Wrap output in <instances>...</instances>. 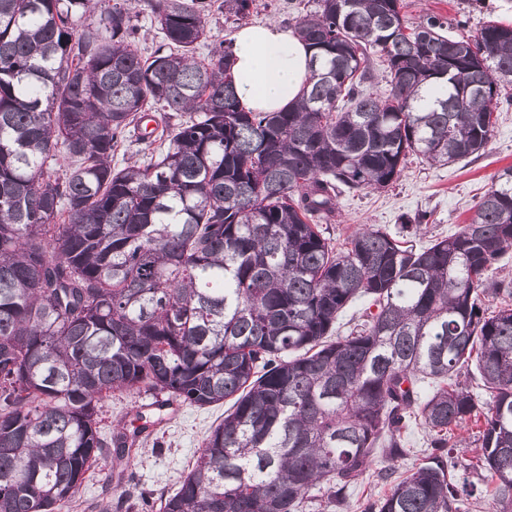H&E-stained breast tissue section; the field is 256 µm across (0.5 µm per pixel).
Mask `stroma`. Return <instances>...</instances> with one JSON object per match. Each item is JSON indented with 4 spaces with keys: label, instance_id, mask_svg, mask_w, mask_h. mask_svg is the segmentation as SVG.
I'll return each mask as SVG.
<instances>
[{
    "label": "stroma",
    "instance_id": "stroma-1",
    "mask_svg": "<svg viewBox=\"0 0 512 512\" xmlns=\"http://www.w3.org/2000/svg\"><path fill=\"white\" fill-rule=\"evenodd\" d=\"M410 24L430 15L448 21V35L476 34L490 20L512 26V0H405ZM319 8L318 0H255L249 22L274 21L292 28ZM512 166V105H502L499 121L483 155L454 165L435 166L409 157L399 178L387 189L346 192L339 196L336 217L329 226L335 245H343L362 225L394 231L417 213L429 216L419 238L426 245L465 224L470 208L490 187L499 170ZM152 393L115 392L100 408V434L110 438L118 419L139 430L137 451L128 472L131 494L174 493L199 455L207 435L223 419L228 402L202 408L172 403L156 409Z\"/></svg>",
    "mask_w": 512,
    "mask_h": 512
}]
</instances>
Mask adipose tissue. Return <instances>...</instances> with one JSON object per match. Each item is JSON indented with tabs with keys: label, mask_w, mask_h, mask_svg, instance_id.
<instances>
[{
	"label": "adipose tissue",
	"mask_w": 512,
	"mask_h": 512,
	"mask_svg": "<svg viewBox=\"0 0 512 512\" xmlns=\"http://www.w3.org/2000/svg\"><path fill=\"white\" fill-rule=\"evenodd\" d=\"M234 92L256 112L294 106L309 76L311 53L295 30L274 22L240 28L233 39Z\"/></svg>",
	"instance_id": "obj_1"
}]
</instances>
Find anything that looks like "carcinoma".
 Instances as JSON below:
<instances>
[{
	"instance_id": "1",
	"label": "carcinoma",
	"mask_w": 512,
	"mask_h": 512,
	"mask_svg": "<svg viewBox=\"0 0 512 512\" xmlns=\"http://www.w3.org/2000/svg\"><path fill=\"white\" fill-rule=\"evenodd\" d=\"M162 34L134 47L130 8L0 0V512H62L110 461L119 499L135 435L97 430L114 391L231 406L177 491L141 512H299L325 485L341 510L374 455L389 492L361 512H459L475 496L439 454L471 448L512 512V167L457 232L326 236L344 190H383L408 156L485 150L512 86V27L450 39L402 0H320L299 103L250 112L230 50L195 57L209 16L253 0H133ZM387 89H365L374 57ZM154 127H149V123ZM141 157L124 167L120 150ZM504 298L489 312L483 297ZM365 299L359 330L336 319ZM474 365L487 397L458 381ZM472 421L476 438L454 434ZM421 428L433 453L412 472Z\"/></svg>"
}]
</instances>
